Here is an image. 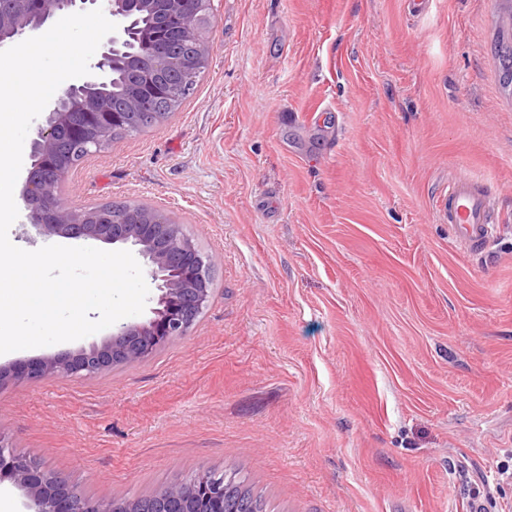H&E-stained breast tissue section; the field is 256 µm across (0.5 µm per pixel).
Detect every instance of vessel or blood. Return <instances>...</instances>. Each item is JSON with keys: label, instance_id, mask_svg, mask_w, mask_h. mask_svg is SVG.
<instances>
[{"label": "vessel or blood", "instance_id": "vessel-or-blood-1", "mask_svg": "<svg viewBox=\"0 0 512 512\" xmlns=\"http://www.w3.org/2000/svg\"><path fill=\"white\" fill-rule=\"evenodd\" d=\"M439 215L455 226L458 239L472 249L488 247L496 230L489 195L468 177L452 183L439 205Z\"/></svg>", "mask_w": 512, "mask_h": 512}]
</instances>
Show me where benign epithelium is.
<instances>
[{"label": "benign epithelium", "instance_id": "7a95c632", "mask_svg": "<svg viewBox=\"0 0 512 512\" xmlns=\"http://www.w3.org/2000/svg\"><path fill=\"white\" fill-rule=\"evenodd\" d=\"M88 7L102 8L117 30L100 43L89 74L70 84L45 109L47 117L32 141V164L22 191L25 220L40 236L90 239L136 248L156 290V308L152 309L153 317L120 325L99 346L20 367L17 376L30 380L81 378L120 364L138 363L187 335L213 294L214 256L203 253L192 238L178 230L164 209H153L145 224H92L90 216L110 204L91 210L64 204L57 188L67 181L71 168L53 164L60 147L57 129L74 112L82 118L76 136L85 157L112 145L113 132L118 129L162 122L163 113L147 111V100L158 99L171 108L194 89L211 56V48L203 38L208 14L186 9L183 0H34L26 19L0 14V47L20 43L58 11ZM157 10L164 15L169 31L187 46L182 54L167 56L162 63L167 69L183 72L185 80L177 92L170 91L162 81L135 87L117 105L99 95L98 89L112 82V68L118 65L117 47L128 35L131 17L137 11ZM10 447V441L0 435V480L7 478L26 491L27 512H236L235 507L224 502V476L209 469L201 470L187 482L164 487L148 499L105 503L84 496L74 484L30 463Z\"/></svg>", "mask_w": 512, "mask_h": 512}]
</instances>
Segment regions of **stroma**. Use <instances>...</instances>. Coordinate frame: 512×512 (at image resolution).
<instances>
[{
	"instance_id": "1",
	"label": "stroma",
	"mask_w": 512,
	"mask_h": 512,
	"mask_svg": "<svg viewBox=\"0 0 512 512\" xmlns=\"http://www.w3.org/2000/svg\"><path fill=\"white\" fill-rule=\"evenodd\" d=\"M498 0H212L177 112L63 198L163 206L216 255L187 336L91 377L0 383V434L99 501L235 469L269 512H464L512 465V90ZM466 175L499 232L437 205ZM0 355L15 369L102 344ZM496 56L499 63L500 81L505 87L512 86V10H506L500 18ZM439 215L457 230L458 239L470 250L487 248L497 225L489 195L468 177H458L439 205Z\"/></svg>"
}]
</instances>
